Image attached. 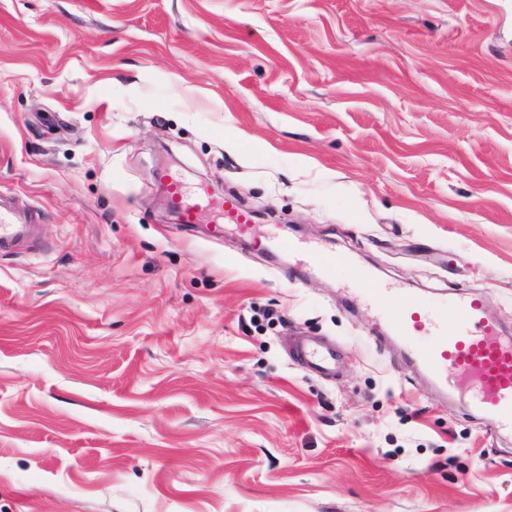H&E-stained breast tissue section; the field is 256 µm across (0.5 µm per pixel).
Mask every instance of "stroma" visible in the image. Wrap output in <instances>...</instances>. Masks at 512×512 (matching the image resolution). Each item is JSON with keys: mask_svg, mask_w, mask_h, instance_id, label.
Returning <instances> with one entry per match:
<instances>
[{"mask_svg": "<svg viewBox=\"0 0 512 512\" xmlns=\"http://www.w3.org/2000/svg\"><path fill=\"white\" fill-rule=\"evenodd\" d=\"M0 193L40 234L0 253V512H512V438L366 306L512 333V0H0ZM292 226L359 291L253 248ZM168 191L173 206L180 212L183 224H197L200 215L215 211L222 216L220 223L214 224L212 236L220 238L224 234V224H235L242 233L251 227V216L235 202L224 198H215L209 189L198 186L191 193L183 182L174 176H168ZM297 355L300 363L308 370L333 374L336 372V350L323 343L302 340L298 345Z\"/></svg>", "mask_w": 512, "mask_h": 512, "instance_id": "35a3bbf8", "label": "stroma"}]
</instances>
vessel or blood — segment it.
Instances as JSON below:
<instances>
[{
	"label": "vessel or blood",
	"instance_id": "1",
	"mask_svg": "<svg viewBox=\"0 0 512 512\" xmlns=\"http://www.w3.org/2000/svg\"><path fill=\"white\" fill-rule=\"evenodd\" d=\"M168 191L183 223H198L206 212L221 215L213 237H222L228 222L244 233L251 227L248 212L232 200L213 197L207 187L190 191L173 177ZM37 233L32 212L0 196V250L31 243ZM372 311L393 325L416 365L445 389L462 392L471 408L490 420V435L512 432V338L486 315L480 297L460 293L439 305L408 299L394 308L376 305ZM297 355L308 370H336V351L323 343L302 340Z\"/></svg>",
	"mask_w": 512,
	"mask_h": 512
}]
</instances>
